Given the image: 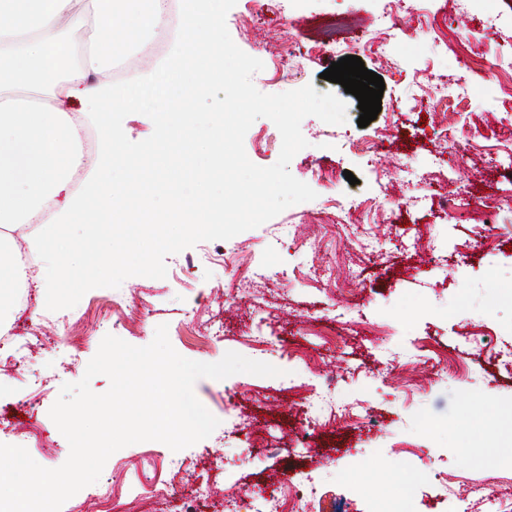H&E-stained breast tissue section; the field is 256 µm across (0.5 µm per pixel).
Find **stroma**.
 <instances>
[{"label":"stroma","instance_id":"35a3bbf8","mask_svg":"<svg viewBox=\"0 0 512 512\" xmlns=\"http://www.w3.org/2000/svg\"><path fill=\"white\" fill-rule=\"evenodd\" d=\"M391 8L390 0H281L272 13L265 0H236L226 17L234 43L264 64L252 77L261 93L310 84L321 93L345 95L321 74L348 55L382 76L376 119L359 127L352 95H345L343 124L304 118L308 146L289 170L306 180L307 168L321 159L336 174V196L361 201L384 195L383 212L354 213L337 236L320 224L315 199L231 239L168 255L165 278L133 276L117 288H94L70 309L47 310L45 292L30 288L26 304L9 297L0 318V337L13 341L0 348V443L25 447L43 467L61 466L69 445L49 410L62 385L83 377L104 336L141 347L164 324L171 345L187 359L214 363L234 351L284 374L199 379L194 393L219 421L208 438L177 452L146 441L112 454L100 480L121 490L128 512L148 497L151 483L168 478L177 461L193 463L195 476L209 480L211 499L192 505L178 497L151 499V512H213L214 500L229 487L271 490L286 476L320 484L318 501L302 503L301 512H370L361 493L368 482L405 500L410 512H448L449 492H463L487 468L512 477V452H502L491 466L482 459L483 447L500 444L501 436L474 438L477 421L512 425V374L494 357L501 341H512V209L488 217L478 207L491 195L512 196V180L492 161L495 152L512 146V101L486 71L475 69L465 74L467 97L449 94L447 118H438L428 100L433 74L456 69L457 43H471L491 63L512 55V0H430L425 9L445 23L443 34L421 33L414 16H405L389 58L382 60L363 45ZM337 14L351 16L353 24L337 33V49L319 53L320 28ZM420 90L425 100L408 108ZM114 119L136 142L160 140L155 105L135 104ZM449 121L474 134L468 157L455 158L445 131ZM377 134L382 140L376 156L358 150L359 142ZM281 146L267 118L257 119L244 137L248 158L261 167L277 161ZM348 171L353 180L345 179ZM449 194L457 207L446 212L440 200ZM484 223L493 229L486 247L477 250L473 242ZM368 238L375 243L370 253L361 249ZM224 251L266 268L267 277L244 284L238 296L225 295L224 282L233 273L215 260ZM342 260L358 271L359 286L325 273L311 283L294 276L295 270L317 265L326 271ZM349 299L356 308L348 314ZM260 322L273 331L275 349L261 352L249 342V331ZM417 337L448 358L426 386L406 372L401 349ZM386 363L392 373L383 372ZM460 365L468 380L458 379ZM289 378L295 381L291 391ZM330 379L337 396L364 403L365 419L313 427L308 398ZM420 415L427 425L417 423ZM358 453L365 467L354 472ZM426 457L456 475V482L448 487L417 478L416 467ZM346 470L352 473L347 481L341 477Z\"/></svg>","mask_w":512,"mask_h":512}]
</instances>
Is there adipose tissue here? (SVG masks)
<instances>
[{
    "mask_svg": "<svg viewBox=\"0 0 512 512\" xmlns=\"http://www.w3.org/2000/svg\"><path fill=\"white\" fill-rule=\"evenodd\" d=\"M223 0H191L183 16L168 0H0V288H46L47 269L18 271L11 235L19 224H39L51 202L67 194L63 213L85 226L89 251L110 253L114 224H213L224 217V126L198 138L202 104L222 114L221 98L235 63L224 49ZM89 34L87 49L71 35ZM183 33L181 55L138 91L159 106L164 136L196 142L198 175L184 183L171 156L134 143L106 124L101 153L106 168L79 196L71 190L86 167V118L110 116L122 105L110 72L143 40L159 43ZM87 104L72 109L73 98Z\"/></svg>",
    "mask_w": 512,
    "mask_h": 512,
    "instance_id": "1",
    "label": "adipose tissue"
}]
</instances>
